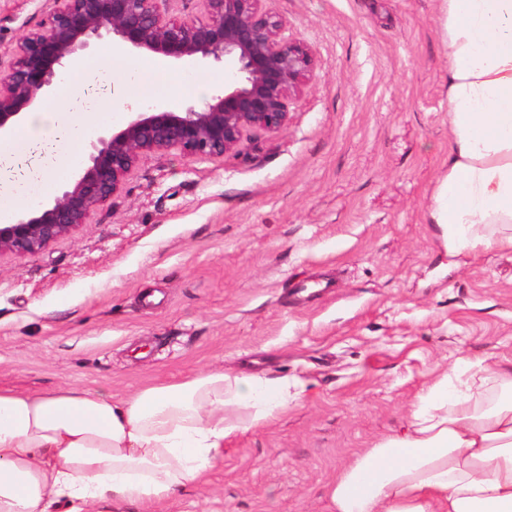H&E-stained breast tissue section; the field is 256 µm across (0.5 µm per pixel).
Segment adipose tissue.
<instances>
[{
	"instance_id": "adipose-tissue-1",
	"label": "adipose tissue",
	"mask_w": 512,
	"mask_h": 512,
	"mask_svg": "<svg viewBox=\"0 0 512 512\" xmlns=\"http://www.w3.org/2000/svg\"><path fill=\"white\" fill-rule=\"evenodd\" d=\"M448 50V168L429 213L448 252L512 251V0H440ZM168 61L75 62L52 102L11 137L73 146L93 127L83 85L116 72L140 85ZM419 394L404 432L355 457L327 488L331 512H512V358L471 360ZM287 378L221 370L149 386L116 401L77 386L0 387V512H159L203 483L225 442L286 409Z\"/></svg>"
}]
</instances>
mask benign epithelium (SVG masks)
I'll return each mask as SVG.
<instances>
[{"mask_svg":"<svg viewBox=\"0 0 512 512\" xmlns=\"http://www.w3.org/2000/svg\"><path fill=\"white\" fill-rule=\"evenodd\" d=\"M265 2L200 0L202 16L173 18L170 0H55L43 27L24 35L15 61L0 71V138L105 35L174 61L230 60L240 79L201 107L136 112L121 130L90 141L86 162L57 195L0 223V255L36 254L69 235L147 154L177 148L189 158L222 157L250 135L286 126L288 101L309 79L313 58Z\"/></svg>","mask_w":512,"mask_h":512,"instance_id":"7a95c632","label":"benign epithelium"}]
</instances>
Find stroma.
Here are the masks:
<instances>
[{"label":"stroma","instance_id":"stroma-1","mask_svg":"<svg viewBox=\"0 0 512 512\" xmlns=\"http://www.w3.org/2000/svg\"><path fill=\"white\" fill-rule=\"evenodd\" d=\"M53 6L0 0V67ZM267 6L315 60L286 127L222 157L148 154L72 235L0 258L1 387L120 399L215 369L296 383L163 512H328V484L423 388L468 377L467 358H512V253L449 255L428 221L449 153L437 0ZM173 71L179 109L235 68ZM108 87L100 133L142 107L122 77ZM305 280L326 287L297 295Z\"/></svg>","mask_w":512,"mask_h":512}]
</instances>
